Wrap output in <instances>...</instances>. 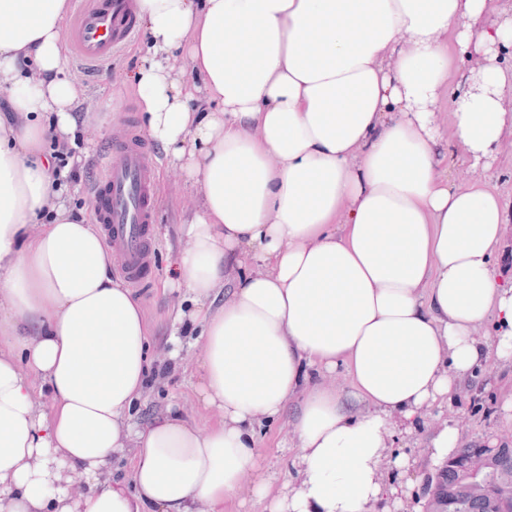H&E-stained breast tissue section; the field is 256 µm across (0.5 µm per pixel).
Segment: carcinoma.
<instances>
[{
  "label": "carcinoma",
  "mask_w": 512,
  "mask_h": 512,
  "mask_svg": "<svg viewBox=\"0 0 512 512\" xmlns=\"http://www.w3.org/2000/svg\"><path fill=\"white\" fill-rule=\"evenodd\" d=\"M476 450L475 443L462 445L436 472L429 491L457 512H512V447L504 445L490 457V481L482 488L469 485L457 466Z\"/></svg>",
  "instance_id": "cac0c4a2"
}]
</instances>
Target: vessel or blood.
<instances>
[{"label": "vessel or blood", "mask_w": 512, "mask_h": 512, "mask_svg": "<svg viewBox=\"0 0 512 512\" xmlns=\"http://www.w3.org/2000/svg\"><path fill=\"white\" fill-rule=\"evenodd\" d=\"M138 33L135 0H74L68 30L72 57L89 67L111 64ZM157 159L133 128L118 132L102 159L90 199L104 238L134 283L152 271Z\"/></svg>", "instance_id": "b4317fda"}]
</instances>
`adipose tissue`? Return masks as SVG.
<instances>
[{
	"label": "adipose tissue",
	"mask_w": 512,
	"mask_h": 512,
	"mask_svg": "<svg viewBox=\"0 0 512 512\" xmlns=\"http://www.w3.org/2000/svg\"><path fill=\"white\" fill-rule=\"evenodd\" d=\"M490 2L137 0L147 41L126 80L196 200L164 285L193 302L173 329L204 339L200 397L220 421L203 431L127 417L147 320L40 154L85 96L65 67L69 0H0L16 115L0 117V512H224L245 487L269 512H402L408 484L383 477L412 467L386 453L394 422L489 355L512 360V287L492 266L512 215L446 173L449 150L485 171L512 140V19L489 21ZM341 369L348 386L326 382ZM283 416L295 476L276 492L256 427ZM126 455L127 484L111 468Z\"/></svg>",
	"instance_id": "1"
}]
</instances>
